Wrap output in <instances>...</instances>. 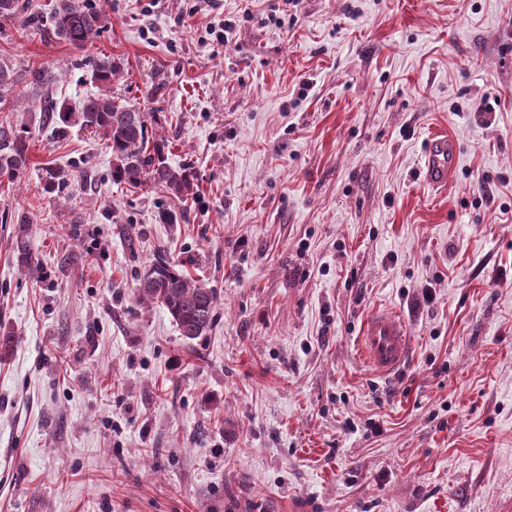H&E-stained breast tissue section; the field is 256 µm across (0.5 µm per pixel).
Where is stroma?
Segmentation results:
<instances>
[{
    "label": "stroma",
    "instance_id": "1",
    "mask_svg": "<svg viewBox=\"0 0 512 512\" xmlns=\"http://www.w3.org/2000/svg\"><path fill=\"white\" fill-rule=\"evenodd\" d=\"M104 10L85 50L15 22L0 58L71 103L97 91L83 55L121 61L114 94L197 196L114 182L38 93L0 104L31 131L0 185V512H512V0ZM440 130L459 159L434 189ZM159 257L217 291L206 335L138 301ZM376 308L410 337L390 373L359 348ZM457 163V146L453 139L442 132L432 133L423 152L425 179L428 185L438 188L448 181ZM25 222L19 224L18 229L14 235L13 251L16 255L18 262L21 266L27 268L29 271H36V267L32 265V252L30 248V240L27 233Z\"/></svg>",
    "mask_w": 512,
    "mask_h": 512
}]
</instances>
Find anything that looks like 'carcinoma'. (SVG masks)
Returning <instances> with one entry per match:
<instances>
[{
	"label": "carcinoma",
	"instance_id": "obj_1",
	"mask_svg": "<svg viewBox=\"0 0 512 512\" xmlns=\"http://www.w3.org/2000/svg\"><path fill=\"white\" fill-rule=\"evenodd\" d=\"M19 17L23 18L22 26L33 29L45 41L62 40L78 50L85 49L102 29V9L82 0H55L46 17L26 13L20 0H0L1 20L12 22ZM82 65L90 69L91 81L99 84V91L75 105L48 102L43 111L52 114L56 131L65 134L77 126L101 137L112 152V178L120 183L134 188L148 184L184 201L196 195L189 169L167 164L160 143L150 141V116L112 93V80L122 73L120 64L106 56H86ZM55 82V71L49 66L30 73L29 87L34 90L47 91ZM17 83L13 68L0 62V92L13 91ZM29 163L28 131L14 126L9 116H0V182L14 181ZM46 172L48 191L68 181L69 173L65 169L49 167ZM13 249L21 266L36 271L23 222L14 235ZM136 292L141 303L166 308L180 334L189 340L207 334L216 322L217 293L193 277L182 263L173 264L160 258L145 266L138 276Z\"/></svg>",
	"mask_w": 512,
	"mask_h": 512
}]
</instances>
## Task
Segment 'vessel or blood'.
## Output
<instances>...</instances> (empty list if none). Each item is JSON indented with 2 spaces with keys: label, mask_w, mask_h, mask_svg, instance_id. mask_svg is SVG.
I'll list each match as a JSON object with an SVG mask.
<instances>
[{
  "label": "vessel or blood",
  "mask_w": 512,
  "mask_h": 512,
  "mask_svg": "<svg viewBox=\"0 0 512 512\" xmlns=\"http://www.w3.org/2000/svg\"><path fill=\"white\" fill-rule=\"evenodd\" d=\"M457 163V146L441 132L432 133L423 152L425 179L431 187L445 184ZM360 344L369 362L382 373L396 369L404 360L409 345L407 328L386 311H374L364 322Z\"/></svg>",
  "instance_id": "obj_1"
}]
</instances>
